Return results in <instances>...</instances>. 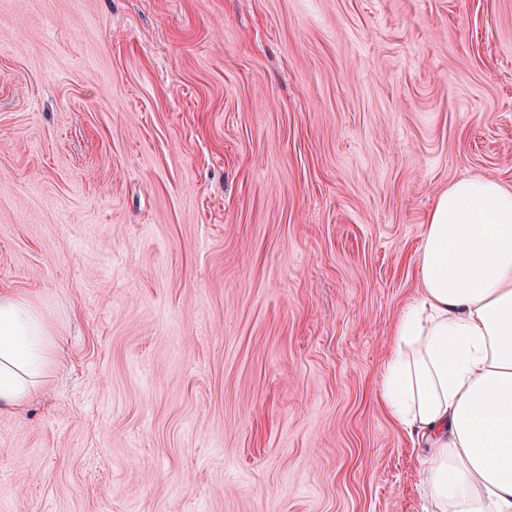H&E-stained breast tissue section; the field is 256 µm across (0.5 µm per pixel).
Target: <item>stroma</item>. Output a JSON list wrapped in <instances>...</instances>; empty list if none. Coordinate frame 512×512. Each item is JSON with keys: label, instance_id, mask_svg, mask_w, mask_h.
<instances>
[{"label": "stroma", "instance_id": "stroma-1", "mask_svg": "<svg viewBox=\"0 0 512 512\" xmlns=\"http://www.w3.org/2000/svg\"><path fill=\"white\" fill-rule=\"evenodd\" d=\"M473 175L512 0H0V291L58 341L0 512H433L378 384Z\"/></svg>", "mask_w": 512, "mask_h": 512}]
</instances>
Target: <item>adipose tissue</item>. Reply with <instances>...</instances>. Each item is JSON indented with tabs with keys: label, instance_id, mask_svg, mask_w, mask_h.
<instances>
[{
	"label": "adipose tissue",
	"instance_id": "obj_1",
	"mask_svg": "<svg viewBox=\"0 0 512 512\" xmlns=\"http://www.w3.org/2000/svg\"><path fill=\"white\" fill-rule=\"evenodd\" d=\"M417 271L381 398L421 450L436 512H512V188L487 176L449 184ZM56 357L34 301L0 294V409L26 402Z\"/></svg>",
	"mask_w": 512,
	"mask_h": 512
}]
</instances>
